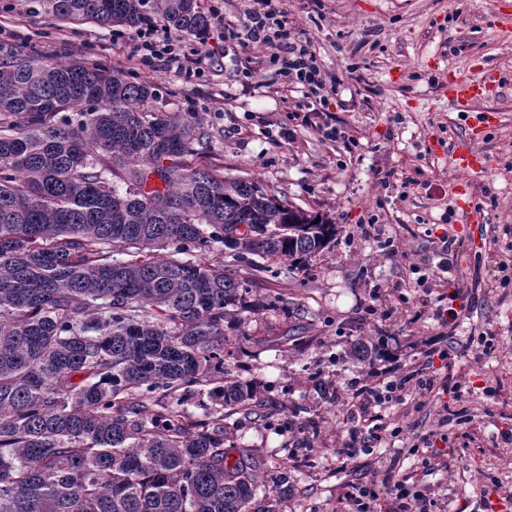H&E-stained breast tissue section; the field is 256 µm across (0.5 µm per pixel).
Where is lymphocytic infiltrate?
I'll return each instance as SVG.
<instances>
[{"mask_svg":"<svg viewBox=\"0 0 512 512\" xmlns=\"http://www.w3.org/2000/svg\"><path fill=\"white\" fill-rule=\"evenodd\" d=\"M286 11L282 0H254L246 12L240 30L229 32V39L241 44H258L270 49V60L277 67L279 76L303 95V108L308 112H324L328 109L325 94L326 74L317 64L316 57L307 46L292 42L286 29ZM134 54L141 63L150 65L163 62L185 73L193 68L182 52V34L158 26L154 19H146L137 28ZM456 313L441 319L437 336L431 337L422 362L399 372L393 369L379 370L368 367L361 376L348 384L349 398L344 406L348 420L354 427L349 440L339 449L343 469H353L359 453L385 443L388 429L385 424L366 426V411L391 403L412 402L415 408L428 405L435 389L437 377L435 360H447L448 350L443 342L446 331L456 320ZM351 512H377L380 504H387L389 512H432L436 499L420 490L411 489L405 482L348 483L342 495Z\"/></svg>","mask_w":512,"mask_h":512,"instance_id":"f902f5d3","label":"lymphocytic infiltrate"}]
</instances>
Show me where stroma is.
Masks as SVG:
<instances>
[{"mask_svg": "<svg viewBox=\"0 0 512 512\" xmlns=\"http://www.w3.org/2000/svg\"><path fill=\"white\" fill-rule=\"evenodd\" d=\"M509 15L512 0H287L292 41L310 43L336 79L327 121L345 136L330 140L304 123L301 93L283 84L263 47L230 40L202 57L186 38L184 54L199 62L189 81L161 62L136 65L133 30L116 41L93 22L56 21L44 0H0L1 46L22 58L95 54L131 81L154 82L164 111L200 113L213 140L202 165L256 179L336 224L335 242L307 266L266 258L236 265L251 300L279 303L240 314L226 331V368L259 388L257 408L232 416L224 445L251 449L266 474L289 467L285 512H339L345 482L391 477L447 495L448 512H512L502 498L512 489V444L501 439L512 433V286L498 285L500 259L512 246V33L498 30ZM488 69L501 75L499 89L473 111H457L444 76ZM462 138L487 160L468 193L484 206L483 224L463 221L452 151ZM449 229L463 241L452 282L425 293L417 275L432 273ZM456 287L472 303L448 339L440 374L461 393L437 395L421 410L383 409L398 437L342 471L336 450L348 437L346 413L315 388L312 374L344 388L368 362H340L337 354L384 337L399 364H413L439 330L437 307H450ZM484 336L495 343L487 356ZM447 411L483 422L433 434ZM423 437L432 470L410 453Z\"/></svg>", "mask_w": 512, "mask_h": 512, "instance_id": "obj_1", "label": "stroma"}]
</instances>
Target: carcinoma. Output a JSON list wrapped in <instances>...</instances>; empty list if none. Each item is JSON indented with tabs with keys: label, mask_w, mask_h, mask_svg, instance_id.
<instances>
[{
	"label": "carcinoma",
	"mask_w": 512,
	"mask_h": 512,
	"mask_svg": "<svg viewBox=\"0 0 512 512\" xmlns=\"http://www.w3.org/2000/svg\"><path fill=\"white\" fill-rule=\"evenodd\" d=\"M62 20L188 36L199 0H49ZM102 59H17L0 47V512H279L249 452L177 406L214 385L226 419L253 407L224 367V322L249 308L236 272L192 260L220 243L306 265L337 225L252 179L187 160L210 149L197 112ZM159 391L175 400L146 414Z\"/></svg>",
	"instance_id": "obj_1"
}]
</instances>
